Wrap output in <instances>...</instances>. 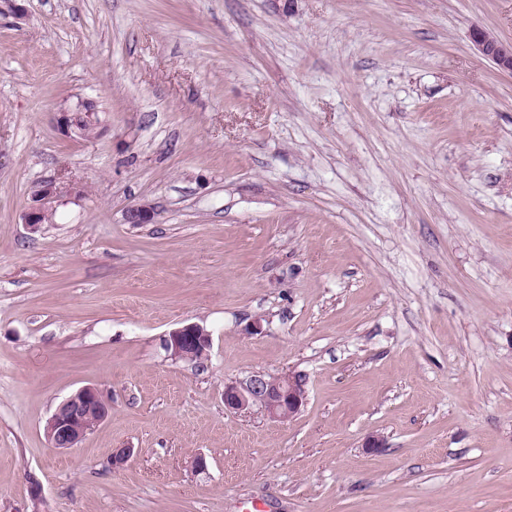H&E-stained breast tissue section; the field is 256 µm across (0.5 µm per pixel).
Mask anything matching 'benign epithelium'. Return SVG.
<instances>
[{
    "mask_svg": "<svg viewBox=\"0 0 512 512\" xmlns=\"http://www.w3.org/2000/svg\"><path fill=\"white\" fill-rule=\"evenodd\" d=\"M472 41L477 51L492 61L499 69L512 73V44L505 45L483 29L472 32ZM60 130L66 136H84L87 126L101 128L98 109L90 100H80L71 109L60 113ZM61 189L49 182L41 186L34 195L33 204L24 217L30 227L42 224L43 218L52 211ZM155 218L153 207L143 204L127 212L131 224H151ZM165 349L179 359L207 357L211 337L198 324L187 323L172 329L164 340ZM306 401L303 380L295 375L268 376L253 373L245 379L224 388V406L236 412L258 408L269 418L283 421L298 413ZM111 406L105 395L97 388L87 386L79 389L61 402L46 427L50 447L68 449L77 447L87 435L108 415Z\"/></svg>",
    "mask_w": 512,
    "mask_h": 512,
    "instance_id": "benign-epithelium-1",
    "label": "benign epithelium"
}]
</instances>
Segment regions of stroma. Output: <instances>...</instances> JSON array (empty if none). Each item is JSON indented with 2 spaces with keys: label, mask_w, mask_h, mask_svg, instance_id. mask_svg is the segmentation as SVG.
Masks as SVG:
<instances>
[{
  "label": "stroma",
  "mask_w": 512,
  "mask_h": 512,
  "mask_svg": "<svg viewBox=\"0 0 512 512\" xmlns=\"http://www.w3.org/2000/svg\"><path fill=\"white\" fill-rule=\"evenodd\" d=\"M476 27L511 44L512 0H0V512H512V74ZM82 99L104 128L64 136ZM256 372L301 411L226 409ZM84 386L110 416L49 447ZM472 41L477 51L492 61L500 70L512 73V44L505 45L483 29L472 32ZM61 192L53 182L42 185L34 195L33 204L25 214L24 223L30 227L42 224L43 218L52 211L53 203L57 201ZM211 337L198 324L187 323L172 329L164 340L165 349L179 359L206 358L211 347Z\"/></svg>",
  "instance_id": "obj_1"
}]
</instances>
